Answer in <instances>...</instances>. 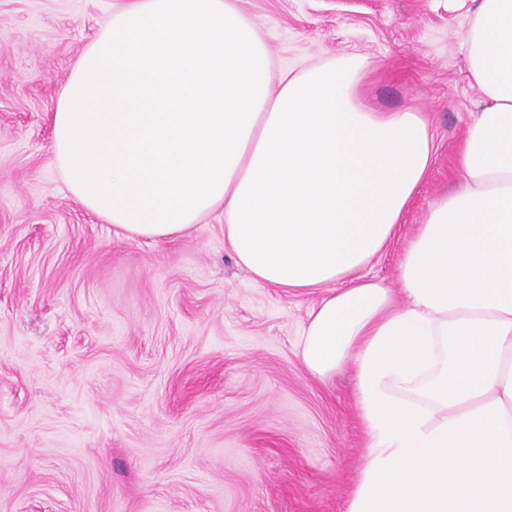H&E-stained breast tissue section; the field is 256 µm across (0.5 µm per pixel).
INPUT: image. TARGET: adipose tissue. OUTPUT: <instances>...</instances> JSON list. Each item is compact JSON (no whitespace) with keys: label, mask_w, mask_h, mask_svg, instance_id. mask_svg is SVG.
I'll return each mask as SVG.
<instances>
[{"label":"adipose tissue","mask_w":512,"mask_h":512,"mask_svg":"<svg viewBox=\"0 0 512 512\" xmlns=\"http://www.w3.org/2000/svg\"><path fill=\"white\" fill-rule=\"evenodd\" d=\"M480 107L460 184L436 198L391 288L363 275L431 160L415 112H374L356 54L272 79L238 0H126L63 87L51 161L129 238L224 211L255 280L322 288L296 340L318 381L352 367L367 429L345 512H512V0H461Z\"/></svg>","instance_id":"adipose-tissue-1"}]
</instances>
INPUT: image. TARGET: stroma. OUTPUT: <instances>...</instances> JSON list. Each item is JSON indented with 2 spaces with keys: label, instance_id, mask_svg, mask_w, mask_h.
<instances>
[{
  "label": "stroma",
  "instance_id": "1",
  "mask_svg": "<svg viewBox=\"0 0 512 512\" xmlns=\"http://www.w3.org/2000/svg\"><path fill=\"white\" fill-rule=\"evenodd\" d=\"M119 0H0V512H345L368 436L354 373L316 381L294 352L320 290L254 281L224 212L129 239L48 161L51 116ZM274 75L347 54L365 101L412 111L424 182L366 266H398L457 180L480 102L456 0H241Z\"/></svg>",
  "mask_w": 512,
  "mask_h": 512
}]
</instances>
